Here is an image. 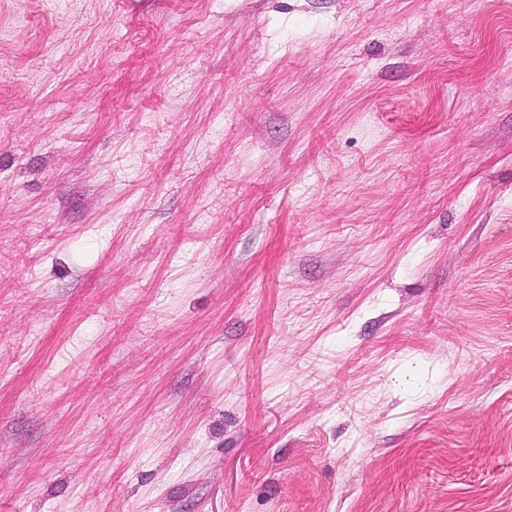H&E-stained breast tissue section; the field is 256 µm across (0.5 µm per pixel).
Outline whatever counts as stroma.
Returning a JSON list of instances; mask_svg holds the SVG:
<instances>
[{
	"label": "stroma",
	"mask_w": 512,
	"mask_h": 512,
	"mask_svg": "<svg viewBox=\"0 0 512 512\" xmlns=\"http://www.w3.org/2000/svg\"><path fill=\"white\" fill-rule=\"evenodd\" d=\"M0 512H512V0H0Z\"/></svg>",
	"instance_id": "1"
}]
</instances>
